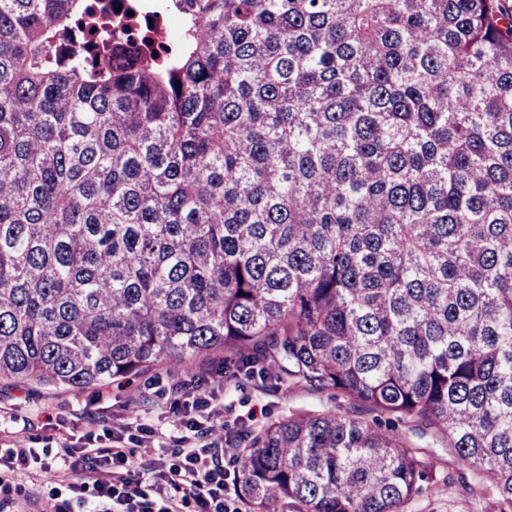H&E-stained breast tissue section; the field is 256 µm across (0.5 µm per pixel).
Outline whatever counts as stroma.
<instances>
[{"label": "stroma", "mask_w": 512, "mask_h": 512, "mask_svg": "<svg viewBox=\"0 0 512 512\" xmlns=\"http://www.w3.org/2000/svg\"><path fill=\"white\" fill-rule=\"evenodd\" d=\"M185 366L160 368L155 378H134L109 382L80 392L40 387L31 383L0 381V411L11 416L10 431L18 445L36 449L38 459L27 469L0 484V512H40L49 496L64 504L72 498L66 485L50 480L40 470L41 460L59 449V425L67 420L80 431L121 437L122 444L138 464L154 467L169 461L177 450L178 433L172 421L169 389L175 381L190 376ZM203 392L211 395V405L224 415L219 432L203 435L202 446L218 443L259 429L270 420L293 413H315L332 408L328 394L281 385L272 390L240 375H224L222 356H214L205 367ZM408 512H468L462 488H429L407 506Z\"/></svg>", "instance_id": "35a3bbf8"}]
</instances>
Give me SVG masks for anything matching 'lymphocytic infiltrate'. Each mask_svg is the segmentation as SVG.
<instances>
[{
  "instance_id": "lymphocytic-infiltrate-1",
  "label": "lymphocytic infiltrate",
  "mask_w": 512,
  "mask_h": 512,
  "mask_svg": "<svg viewBox=\"0 0 512 512\" xmlns=\"http://www.w3.org/2000/svg\"><path fill=\"white\" fill-rule=\"evenodd\" d=\"M175 404L183 414L178 427L188 449L167 471L145 478L127 449L96 446L87 435L79 446L63 439L57 458L44 463V472L54 477L73 475L74 496L93 495L87 512H224L228 488L224 467L194 450L198 429L189 417L193 411L208 413L213 421L221 415L211 412L207 398L188 391L178 392Z\"/></svg>"
}]
</instances>
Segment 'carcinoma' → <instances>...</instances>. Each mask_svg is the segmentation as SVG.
Masks as SVG:
<instances>
[{"label":"carcinoma","mask_w":512,"mask_h":512,"mask_svg":"<svg viewBox=\"0 0 512 512\" xmlns=\"http://www.w3.org/2000/svg\"><path fill=\"white\" fill-rule=\"evenodd\" d=\"M0 0V380L215 354L344 410L235 444L249 512H405L400 428L512 512V0ZM402 432L405 433L408 441L413 447L425 448L426 455L432 458L437 473L441 474V476L448 473V469L453 472H465L466 466L460 462L457 458H453L448 456V449L446 448H438L437 445H432L429 439H419L416 436L410 435V433L402 429Z\"/></svg>","instance_id":"carcinoma-1"}]
</instances>
